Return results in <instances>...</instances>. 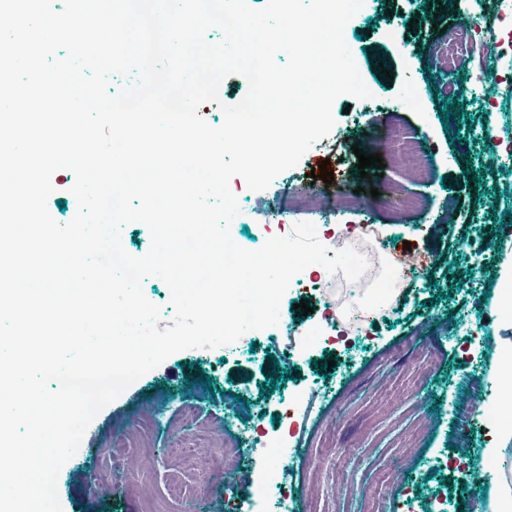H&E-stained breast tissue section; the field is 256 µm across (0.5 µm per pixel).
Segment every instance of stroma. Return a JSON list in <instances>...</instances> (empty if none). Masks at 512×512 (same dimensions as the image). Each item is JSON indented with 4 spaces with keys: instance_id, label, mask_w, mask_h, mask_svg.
Here are the masks:
<instances>
[{
    "instance_id": "1",
    "label": "stroma",
    "mask_w": 512,
    "mask_h": 512,
    "mask_svg": "<svg viewBox=\"0 0 512 512\" xmlns=\"http://www.w3.org/2000/svg\"><path fill=\"white\" fill-rule=\"evenodd\" d=\"M503 0H364L344 37L371 98L339 97L332 134L315 142L299 164L265 190L233 189L247 230L295 221L289 201L317 188L356 195L349 221L377 224L383 246L396 258L425 259L406 281L381 269L378 285L358 301L369 313L362 334L330 340L297 360L288 356L291 328L322 323L320 293L287 294L279 321L287 329L254 341V350L226 356L223 348H192L171 355L106 406L88 426L77 453L62 467L57 492L63 512H145L149 499L168 512H249L264 485L265 464L244 457L224 475L225 440L262 429L275 435L273 417L284 391H300L313 404L284 438L279 481L292 498L280 512H472L489 497L501 472L512 470V433L480 427L464 432L458 404L486 383L499 353L512 350V320L486 326L487 283L512 270V243L491 244V225H512V171L497 164L512 143V52L496 61L499 82L468 91L469 72L435 66L433 51L466 20L498 12ZM421 17L414 28L390 33L387 12ZM420 132L432 160L428 175L413 178L394 165L388 141L396 129ZM381 154L382 175L361 178L355 149ZM328 163L331 185L311 181ZM379 197H372L371 188ZM426 203L404 211V195ZM341 213H322L320 224L343 225ZM311 307L309 315L297 302ZM279 356L285 379L265 387L269 355ZM210 387H203V380ZM208 431V472L181 466L173 451ZM128 450L114 462L112 450ZM496 449L494 473H482ZM197 486L196 497L171 496L170 478Z\"/></svg>"
}]
</instances>
